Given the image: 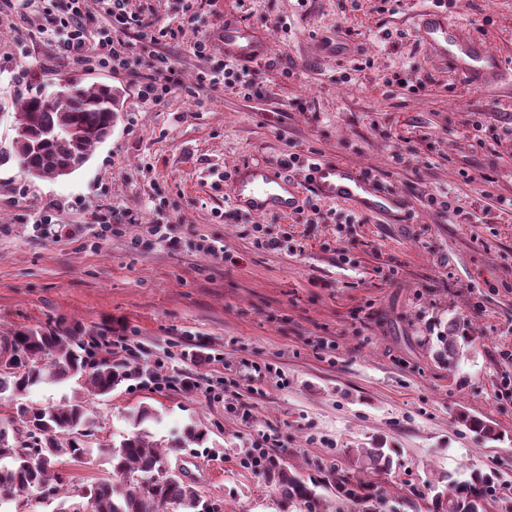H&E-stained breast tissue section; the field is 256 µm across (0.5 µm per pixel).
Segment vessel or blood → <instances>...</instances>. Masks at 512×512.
Instances as JSON below:
<instances>
[{
	"label": "vessel or blood",
	"mask_w": 512,
	"mask_h": 512,
	"mask_svg": "<svg viewBox=\"0 0 512 512\" xmlns=\"http://www.w3.org/2000/svg\"><path fill=\"white\" fill-rule=\"evenodd\" d=\"M417 34L442 52L464 81L496 83L507 76L497 60L465 35L462 26L449 23L442 14L422 12ZM218 37L225 57L233 60L256 62L267 52L255 28L241 21L225 23ZM307 184L320 197L349 202L361 212L395 224L405 209L402 196L382 189L366 173L336 160L311 164ZM230 200L235 209L249 215L286 214L295 209L298 194L286 176L270 166L251 163L239 167L230 186Z\"/></svg>",
	"instance_id": "vessel-or-blood-1"
}]
</instances>
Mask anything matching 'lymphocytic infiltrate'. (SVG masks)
<instances>
[{
    "label": "lymphocytic infiltrate",
    "instance_id": "lymphocytic-infiltrate-1",
    "mask_svg": "<svg viewBox=\"0 0 512 512\" xmlns=\"http://www.w3.org/2000/svg\"><path fill=\"white\" fill-rule=\"evenodd\" d=\"M174 3L179 19L175 27L159 25L153 15L130 11L129 0H59L55 10L42 14L38 29L47 42L55 44L68 66L117 74L128 68L126 51L118 49L112 37L95 35L90 25L98 19L135 25L139 30L138 56L145 65L136 95L141 104L151 105L181 85L169 56L161 50L163 42L177 39L179 26L197 23L210 0H174ZM194 54L206 63L197 76L198 83L227 88L245 84L249 75L247 65L230 59L210 65L208 38L195 42Z\"/></svg>",
    "mask_w": 512,
    "mask_h": 512
}]
</instances>
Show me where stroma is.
<instances>
[{
  "label": "stroma",
  "instance_id": "1",
  "mask_svg": "<svg viewBox=\"0 0 512 512\" xmlns=\"http://www.w3.org/2000/svg\"><path fill=\"white\" fill-rule=\"evenodd\" d=\"M53 2L0 14V145L14 134L18 98L69 77L123 88L124 105L68 177L32 180L0 165V339L58 323L172 378V390L127 383L88 397L95 435L131 434L128 415L141 406L156 414L144 424L153 440L204 430L203 444L169 462L224 512H301L244 463L272 432L275 456L317 480L351 469L350 450L384 441L391 467L371 476L388 495L382 512H406L402 500L447 473L497 471L512 495V81L467 85L420 41L429 0H214L164 47L181 87L144 108L138 63L121 76L77 71L40 39L38 17ZM442 13L512 66V0H445ZM228 19L257 29L268 56L251 63L250 85L198 86L193 46ZM314 152L400 194L404 223L322 198L350 223L297 212L224 222L225 173L297 154L289 173L304 201ZM161 196L186 229L177 247L148 223L103 229L116 211L148 215ZM258 223L280 250L256 246ZM203 239L223 257L199 252ZM453 319L474 341L448 367L431 345ZM463 411L499 440L470 433Z\"/></svg>",
  "mask_w": 512,
  "mask_h": 512
}]
</instances>
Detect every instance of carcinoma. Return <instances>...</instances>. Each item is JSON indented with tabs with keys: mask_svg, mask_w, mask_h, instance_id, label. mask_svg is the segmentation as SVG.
Instances as JSON below:
<instances>
[{
	"mask_svg": "<svg viewBox=\"0 0 512 512\" xmlns=\"http://www.w3.org/2000/svg\"><path fill=\"white\" fill-rule=\"evenodd\" d=\"M120 111L118 91L107 85H86L78 78L67 80L61 95L39 89L16 103L15 134L0 146V165L11 160L31 178L57 179L83 166L93 150L111 134L116 112ZM4 351L17 355L0 364V394L10 393L15 407L6 418L0 417V512H27L29 497L43 487L54 491L60 500L59 512H206L204 499L190 482L169 479L161 472L169 465L168 455L200 444L206 433L194 426L185 428L179 440L165 447L142 430L123 437L119 443L99 442L97 446L77 439L74 434L94 436L96 420L85 402L32 406L25 395L42 384L61 383L73 378L83 381L93 396L106 397L123 383L139 379L140 371L112 364L106 355L97 361L75 344L72 337L52 328L26 329L4 338ZM435 359L446 365L455 363L462 348L473 342L469 328L455 320L448 322L437 337ZM460 424L484 441L500 436L488 422L462 412ZM43 432L49 448L47 458L32 463L18 448L26 430ZM106 458L110 471L105 477L80 491H69L63 466L87 459L93 451ZM357 472L370 474L389 465L383 445L358 448L353 452ZM265 481L280 495L283 505L297 504L305 512H326L316 488L330 485L336 493L362 506V512H379L383 494L362 477L352 479L338 470L320 482H308L297 470L276 458L262 471ZM444 488L431 500L430 512H512V498H495L499 486L495 472H473L461 482L441 477Z\"/></svg>",
	"mask_w": 512,
	"mask_h": 512,
	"instance_id": "carcinoma-1",
	"label": "carcinoma"
}]
</instances>
